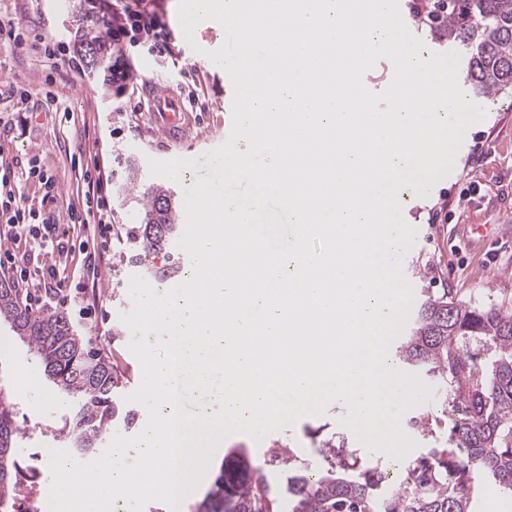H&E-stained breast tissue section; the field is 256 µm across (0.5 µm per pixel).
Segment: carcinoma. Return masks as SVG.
<instances>
[{"instance_id": "1", "label": "carcinoma", "mask_w": 512, "mask_h": 512, "mask_svg": "<svg viewBox=\"0 0 512 512\" xmlns=\"http://www.w3.org/2000/svg\"><path fill=\"white\" fill-rule=\"evenodd\" d=\"M412 17L433 39L463 47L468 55L467 79L486 96L512 90V0H412ZM82 57H106L105 39L81 25ZM124 193L141 198L137 223L128 232L127 262L152 279H172L180 269L172 246L180 232L177 201L161 184L141 189L137 174ZM165 263L155 264L158 256ZM40 359L54 386L78 402L59 431L67 447L80 455L101 448L112 426L133 424L135 413L117 399L118 372L110 360L92 351L66 314L34 312L17 289L0 279V320ZM488 355L480 365L471 347ZM402 362L425 371L448 386L452 426L448 447L405 466L400 493L382 490L385 475L379 462L346 464L345 449L335 439L319 443L327 467L312 463L291 466L294 449L275 442L264 466L287 472L284 486L274 490L263 466L236 448L224 461L198 512H281L280 495L290 512H473L472 473L489 477L488 491L512 494V308L476 307L444 293L430 295L418 306L410 335L397 348ZM19 426L12 404L0 396V503L14 497Z\"/></svg>"}]
</instances>
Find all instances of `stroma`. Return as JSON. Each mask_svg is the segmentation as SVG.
Listing matches in <instances>:
<instances>
[{
	"label": "stroma",
	"mask_w": 512,
	"mask_h": 512,
	"mask_svg": "<svg viewBox=\"0 0 512 512\" xmlns=\"http://www.w3.org/2000/svg\"><path fill=\"white\" fill-rule=\"evenodd\" d=\"M113 0H82L79 11L101 21L112 18ZM179 0H147L165 33L170 53L159 58L139 49L124 57L109 56L107 65L129 70L126 91L104 84L103 75L90 72L78 57L76 12L67 0H0V18L18 24V39L0 34V164L15 173L14 190L39 210L42 219L65 224L70 209H82L85 176L101 180L109 201L110 242L99 245V278L83 288L79 298L88 318L72 317L79 335L94 351L107 355L123 378L120 395L141 383L138 360L126 357L130 331L120 316L132 308L128 282L136 270L126 262V230L135 222L137 204L120 192L136 162L143 184L155 183L149 159H193L199 177H206L204 155L224 142L231 113L224 105L233 99L231 80L223 68L208 59L224 42V31L214 21L200 24L193 41H186L178 20ZM53 38L74 58L76 69L54 64L38 50L41 39ZM169 90L180 99L192 122L188 140L168 145L155 133L150 105L143 98L144 83ZM53 175V196L28 177L30 167ZM406 222L416 230L414 245L403 259V271L415 302L450 289L456 298L477 307L512 301V92L487 104L484 117L467 130L449 175L437 181L426 196H411L403 208ZM480 225L482 236L470 245L454 237L457 225ZM0 392L14 404V418L24 436L18 445L39 451L60 447L58 430L74 405L72 398L45 381L43 369L29 347L0 321ZM445 395L433 393L424 405L408 409L403 432L414 441L411 457L434 447L435 438L448 429ZM345 406L330 404L324 414L301 418L262 440L244 434L225 438L210 469L218 471L231 448L247 449L256 464L279 440L295 449L299 459L315 457L316 438L343 435L350 449L362 457L370 450L341 425ZM428 419L432 431L412 426L410 417ZM204 477L180 512H196L212 479Z\"/></svg>",
	"instance_id": "1"
}]
</instances>
